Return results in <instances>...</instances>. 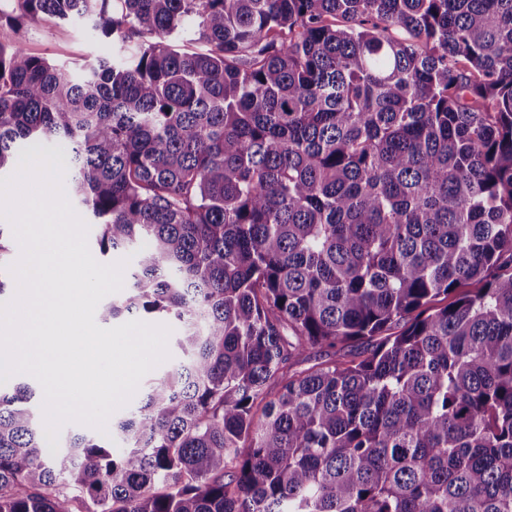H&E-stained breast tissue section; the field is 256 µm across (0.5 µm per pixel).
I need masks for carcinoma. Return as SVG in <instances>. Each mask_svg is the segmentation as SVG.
<instances>
[{"label":"carcinoma","instance_id":"cac0c4a2","mask_svg":"<svg viewBox=\"0 0 512 512\" xmlns=\"http://www.w3.org/2000/svg\"><path fill=\"white\" fill-rule=\"evenodd\" d=\"M6 2L117 45L0 42V174L66 155L180 360L55 453L0 387V512H512V0ZM101 32L89 19L56 23L45 20L31 25L23 36V43L30 53L58 63H83L112 50L111 43H100Z\"/></svg>","mask_w":512,"mask_h":512}]
</instances>
